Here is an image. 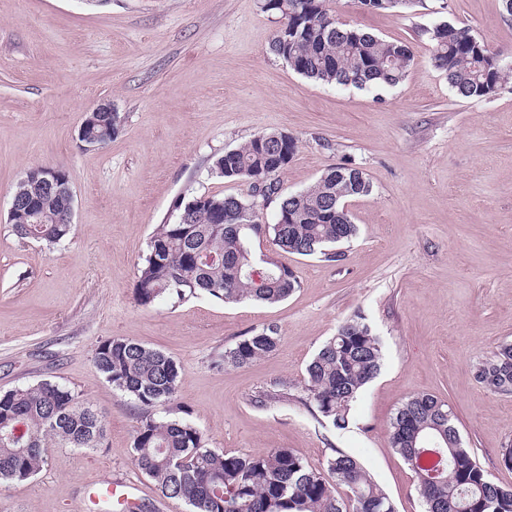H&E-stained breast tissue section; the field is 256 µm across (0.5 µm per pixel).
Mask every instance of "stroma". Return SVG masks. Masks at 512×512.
<instances>
[{"instance_id":"obj_1","label":"stroma","mask_w":512,"mask_h":512,"mask_svg":"<svg viewBox=\"0 0 512 512\" xmlns=\"http://www.w3.org/2000/svg\"><path fill=\"white\" fill-rule=\"evenodd\" d=\"M329 6L339 21L411 48L397 87L295 73L268 51L281 21L260 0H0V392L48 380L105 423L102 447L50 449L34 478L0 484V512H119L98 495L107 481L125 485L141 512H189L131 460L139 411L94 363L114 337L177 361V402L216 450L287 448L317 470L342 451L397 512H424L387 427L405 399L430 394L448 402L477 462L512 486L499 463L512 442V395L475 378L482 358L512 342V78L488 99L457 96L427 34L448 22L512 52V19L501 0ZM105 101L123 128L103 147H82L83 117ZM261 132L299 140L281 193L345 163L372 182L370 195L346 202L358 233L342 261L280 254L266 239L263 253L300 281L286 300L201 294L139 306L136 268L157 225L183 196L249 197L248 183L212 165ZM38 165L65 170L74 195L72 234L52 247L19 239L7 222L16 184ZM358 311L382 340L384 365L338 430L300 397L320 345ZM269 325L282 336L275 352L250 367H216L238 336ZM263 391L275 400L254 405Z\"/></svg>"}]
</instances>
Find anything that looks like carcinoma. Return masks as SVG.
I'll list each match as a JSON object with an SVG mask.
<instances>
[{
    "label": "carcinoma",
    "mask_w": 512,
    "mask_h": 512,
    "mask_svg": "<svg viewBox=\"0 0 512 512\" xmlns=\"http://www.w3.org/2000/svg\"><path fill=\"white\" fill-rule=\"evenodd\" d=\"M361 6L394 10L413 0H379ZM281 26L269 50L299 75L315 82L357 89L395 87L413 64L409 46L387 41L341 23L328 0H261ZM435 66L462 98H490L509 76L501 53L466 26L440 23L428 30ZM121 121L94 123L90 132L104 146L120 132ZM277 133H259L241 147L214 159L217 175L249 183L252 199L201 194L180 200L172 222L158 225L137 269L135 298L148 308L169 295L182 299L206 294L225 303L254 300L276 304L300 287L295 273L273 257L256 255L254 243L270 238L278 249L336 263V246L352 240L357 227L345 200L368 196L373 185L357 166L327 169L305 190L277 193L278 174L268 144ZM15 192L36 198L41 216L26 209L8 214L14 234L54 245L72 225L62 223L67 199L44 192L36 181L18 183ZM277 200L276 222L262 221L263 204ZM233 223H216V210ZM285 218L281 224L278 219ZM278 328L252 329L224 350L216 366L249 367L275 352ZM97 368L113 389L142 411L131 448L134 465L165 498L185 501L191 512H396L384 490L361 462L342 451L326 460L325 471L309 468L288 448L264 455H228L210 448L188 419L155 417L174 403L181 367L161 350L130 338L100 343ZM382 343L360 312L345 320L307 366L305 405L338 430L347 428L362 390L381 370ZM475 377L492 392L512 394V343H504L477 364ZM105 438L103 417L70 390L50 381L0 393V483L36 476L47 449L98 448ZM389 444L415 473L425 512H512V486L496 483L470 451L449 405L429 394L413 395L389 421ZM345 489L340 495L338 489Z\"/></svg>",
    "instance_id": "cac0c4a2"
}]
</instances>
